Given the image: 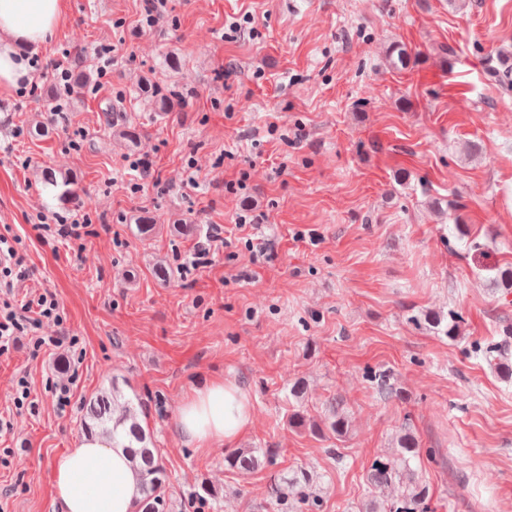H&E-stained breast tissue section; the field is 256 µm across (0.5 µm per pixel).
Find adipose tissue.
I'll return each instance as SVG.
<instances>
[{
    "label": "adipose tissue",
    "mask_w": 512,
    "mask_h": 512,
    "mask_svg": "<svg viewBox=\"0 0 512 512\" xmlns=\"http://www.w3.org/2000/svg\"><path fill=\"white\" fill-rule=\"evenodd\" d=\"M61 0H0V89L24 82L29 70L19 45L40 46L56 31ZM248 392L232 381L194 390L178 408L176 431L183 443L207 448L232 443L252 424ZM53 488L61 512H138L139 471L128 449L89 434L53 463Z\"/></svg>",
    "instance_id": "1"
}]
</instances>
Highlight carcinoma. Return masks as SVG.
Instances as JSON below:
<instances>
[{"mask_svg":"<svg viewBox=\"0 0 512 512\" xmlns=\"http://www.w3.org/2000/svg\"><path fill=\"white\" fill-rule=\"evenodd\" d=\"M389 65L401 70L409 66L411 55L399 44H393L388 51ZM498 65L489 67V72L498 85L507 90L512 88V57L503 54L497 57ZM139 92L151 102L153 111L158 113L172 111L175 103L183 100V95L162 85L158 81L143 79L139 84ZM116 107L107 103L102 112L104 130L114 136L129 139L135 133L128 126L114 123ZM45 180L48 184L64 186L62 195L70 201L80 203L75 193L69 189L73 180L64 178L57 180L51 169L45 170ZM429 323L446 336L457 333L462 315L449 313L443 316L439 313L428 315ZM147 413V404L141 400L133 403L123 399L122 391L117 381H112V387L99 393L85 406L84 427L90 433L97 429L112 436V440H123L131 448L133 464L139 469L142 477L143 499L139 504V512H168L170 502L166 498V469L162 464L157 448L154 447L150 432L142 425L141 416ZM349 420L340 403L333 399L329 401L326 412L318 421L307 418L300 410L293 411L288 416V426L291 428L309 429L322 438L331 436L339 438L347 433ZM418 442L410 432H404L397 439L394 454L375 460L372 464L370 481L373 486L384 493L395 483L407 487V494L402 505L388 508V499L375 500L370 512H424L421 506L427 498L426 488L414 479L410 462L417 453ZM271 450L258 454L252 449L236 450L224 455V467L231 471L249 472L271 461ZM312 477L306 472L292 475L287 480L272 487L271 498L276 505L284 507L290 500H308L312 497Z\"/></svg>","mask_w":512,"mask_h":512,"instance_id":"obj_1","label":"carcinoma"}]
</instances>
